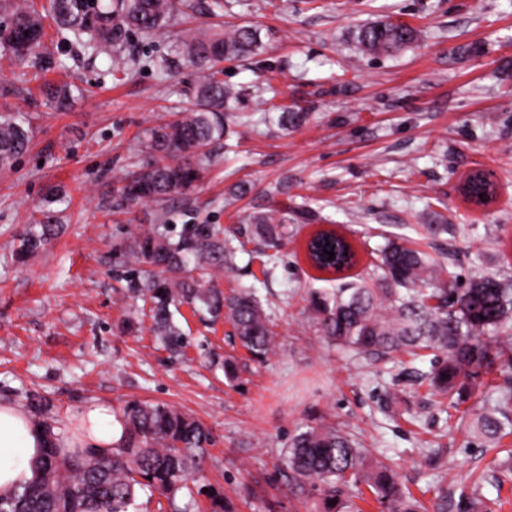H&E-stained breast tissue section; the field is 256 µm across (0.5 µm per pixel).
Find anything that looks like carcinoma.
I'll return each instance as SVG.
<instances>
[{"instance_id":"obj_1","label":"carcinoma","mask_w":512,"mask_h":512,"mask_svg":"<svg viewBox=\"0 0 512 512\" xmlns=\"http://www.w3.org/2000/svg\"><path fill=\"white\" fill-rule=\"evenodd\" d=\"M192 13L210 18L224 16V0H48V14L61 40L80 46L91 56H107L109 70L127 77L142 61L126 49L127 35L144 39L156 35L177 19ZM30 32L33 43L25 51L16 41ZM0 47L20 66L43 70L41 53L43 16L34 0H0ZM417 29L402 22L379 21L363 26V49L381 54L401 49L416 40ZM264 49L250 25H219L207 30L181 31L173 56L151 61L162 75L186 66L195 74L194 106L174 113V119L146 130L138 170L128 173L117 188L121 199L147 203L162 212L191 191L200 179L211 148L224 139V109L240 90L224 84V62L243 60ZM300 107H283L278 128L286 132L307 122ZM28 120L18 112L0 115V170L13 167L29 148ZM271 195L284 200L259 208L248 216V241L259 246L264 265L274 264L288 243L289 224L313 221L317 214L298 204L281 183ZM61 201L44 199L46 207L20 237L15 250L24 259L43 249L62 231L47 206ZM171 224H154L133 238L128 255L137 267L123 276L126 290L150 302L153 332L173 354L186 345L174 322L172 308L187 305L195 312L220 317L233 327L247 351L266 356L276 347L272 311L264 307L253 288L224 294L214 282L218 271L232 272L245 244L224 237L215 224H183L175 235ZM334 250L327 259L325 251ZM307 256L314 268L340 274L354 265L353 246L332 230L318 231L308 242ZM158 269L151 274L139 265ZM309 306L317 332L328 342L364 355L406 353L418 356L439 351L444 358L427 373L414 375L426 382L432 395L458 409L472 394L480 375L512 360L493 341L512 333V278H498L473 267L465 284L448 281L444 261L417 242L387 239L374 252L366 275L340 284L332 292H313ZM35 427L42 428L44 448L34 476L14 496L0 498V512H134L139 493H157L173 512H201L198 497L209 502V512H232L224 496L199 483L209 430L198 420L165 405L138 401L121 415L122 438L110 448H61L54 433L57 419L37 393L27 395ZM472 425L489 441L507 435L512 418L502 411H470ZM288 468L299 488L319 496L322 512H356L344 490L363 484L375 496L381 512H448V496L432 507L402 486L392 466L372 458L367 449L345 431L319 416L290 439ZM481 481L458 503L460 512H492L480 492Z\"/></svg>"}]
</instances>
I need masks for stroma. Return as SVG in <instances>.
I'll list each match as a JSON object with an SVG mask.
<instances>
[{
	"instance_id": "obj_1",
	"label": "stroma",
	"mask_w": 512,
	"mask_h": 512,
	"mask_svg": "<svg viewBox=\"0 0 512 512\" xmlns=\"http://www.w3.org/2000/svg\"><path fill=\"white\" fill-rule=\"evenodd\" d=\"M387 16L417 27L418 41L391 54L361 52L360 28ZM224 22L253 26L264 44L259 55L227 64L225 82L241 91L236 111L260 116L296 105L310 118L286 133L229 123L223 147L167 221L232 231L284 180L320 212L319 222L290 225L274 270L250 243L235 271L216 278L224 293L254 287L271 303L277 353L254 358L230 323L185 306L174 320L187 344L170 353L152 331L148 304L123 291L115 272L157 211L119 202L117 182L144 130L189 105L194 74L181 68L163 78L151 68L116 78L106 56L61 44L49 21L48 71L15 78L0 51V113H24L32 127L28 151L0 171V400L23 405L35 391L59 419L92 401L117 412L140 400L192 414L213 437L206 481L234 512H316L284 461L290 438L316 414L373 456L393 457L414 493L431 500L447 490L448 512L479 476L493 512H512V476L493 468L512 450V434L488 443L470 418L447 413L413 382L411 371H429V357L366 359L319 336L308 294L337 283L306 255L312 235L335 230L357 254L354 278L385 235L419 240L424 225L448 224L438 248L449 279L465 280L475 263L512 275V0H226ZM48 82L77 89L67 111L48 101ZM477 168L497 185L482 209L460 193ZM242 183L251 191L240 197ZM52 191L67 198L55 206L64 233L14 261ZM214 354L235 358L238 380L210 366ZM431 448L443 451L434 469L423 461Z\"/></svg>"
}]
</instances>
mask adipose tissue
<instances>
[{"label": "adipose tissue", "mask_w": 512, "mask_h": 512, "mask_svg": "<svg viewBox=\"0 0 512 512\" xmlns=\"http://www.w3.org/2000/svg\"><path fill=\"white\" fill-rule=\"evenodd\" d=\"M58 432L63 448L71 447L76 439L85 447L108 448L121 438L123 429L111 405L95 401L60 422ZM42 446L30 412L19 404L0 401V497L12 495L31 479V464Z\"/></svg>", "instance_id": "1"}]
</instances>
